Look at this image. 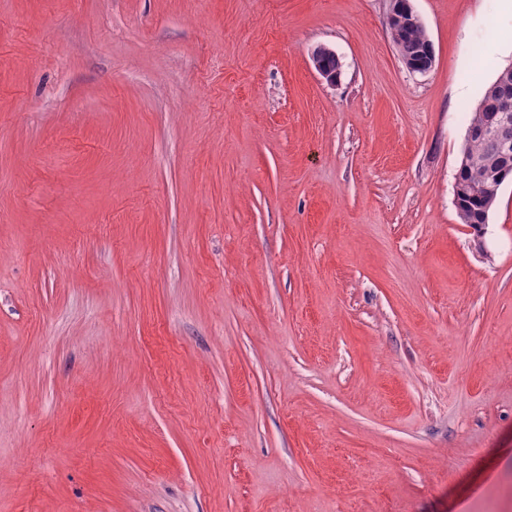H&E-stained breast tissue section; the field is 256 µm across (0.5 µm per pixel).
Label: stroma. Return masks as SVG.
<instances>
[{
  "label": "stroma",
  "instance_id": "stroma-1",
  "mask_svg": "<svg viewBox=\"0 0 512 512\" xmlns=\"http://www.w3.org/2000/svg\"><path fill=\"white\" fill-rule=\"evenodd\" d=\"M412 5L0 0V512H512V13ZM386 18L391 20L400 28L409 27L415 24H422L419 15L415 12L410 0L389 1ZM397 3V5H395ZM387 28L403 62L415 59L417 50L429 41L424 26H415L403 33L392 30L389 24ZM322 51H332L329 48L326 47H318L316 48L312 53V60L314 63V66L318 73L325 78L328 82L334 83L336 82V76L334 74L329 73L326 69H329L330 71H335L336 75L339 74L341 69V62L340 59L336 56V54L326 53ZM321 54V56H320ZM320 58V61L322 62L323 66H320L318 59ZM326 68V69H325ZM509 89L512 91V73L507 72L505 68L485 90L469 124L473 126L488 119L489 113L483 112H494L493 121L488 125H480L474 134L483 137L503 162H508L512 158V137L506 135V131L512 128V96L501 95L496 102V112L491 102ZM490 145L474 138L467 140L464 148L467 161L458 169L466 190L462 198L464 213L458 212L463 224H467L469 213L476 214L484 210L488 214L497 199L496 197L493 201L490 197H483L486 192L485 186L491 181L492 172L503 163L495 160Z\"/></svg>",
  "mask_w": 512,
  "mask_h": 512
}]
</instances>
